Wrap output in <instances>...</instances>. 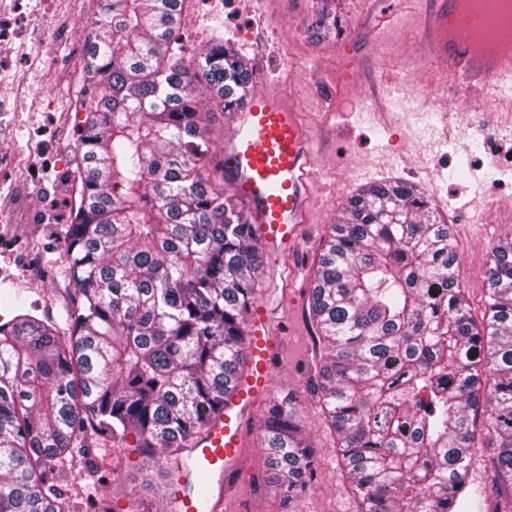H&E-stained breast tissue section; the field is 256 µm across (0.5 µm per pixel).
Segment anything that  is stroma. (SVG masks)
Returning <instances> with one entry per match:
<instances>
[{
	"instance_id": "1",
	"label": "stroma",
	"mask_w": 512,
	"mask_h": 512,
	"mask_svg": "<svg viewBox=\"0 0 512 512\" xmlns=\"http://www.w3.org/2000/svg\"><path fill=\"white\" fill-rule=\"evenodd\" d=\"M433 8V0H185L180 36L187 54L221 42L245 59L253 84L290 94L310 131L316 154L311 233L306 262L315 265L330 224L336 223L348 198L382 181H407L427 196L452 226L458 254L457 277L474 318H481L485 272L493 247L512 240V171L500 170L496 155L479 152L467 127L476 123L488 134L512 125V102L486 90L471 98L449 88L434 102L416 107L386 97L375 108L352 110L365 93L403 83L413 76L418 86L437 75L420 60L413 35ZM65 193L54 174H46L33 198L42 255L55 274L37 281L21 256L0 253V296H19L26 311L65 324L74 285L61 260L64 222L52 204ZM476 221L461 223L462 213ZM285 320L293 327L292 347L273 378L274 393L299 396L298 410L308 441L319 461L310 486L294 504V512H357L352 478L336 454V437L309 384V371L319 353L307 293L291 290ZM267 402L256 405L244 433L245 448L234 465L232 512H278L280 490L272 479L262 420ZM494 449L477 432L467 483L458 512H505L507 503L493 487ZM86 462L104 463L110 475L94 499L79 496L83 476L69 479L77 512H163L157 486L177 481L168 454L142 453L134 441L106 452L90 449ZM149 463L153 482L132 484L127 471Z\"/></svg>"
}]
</instances>
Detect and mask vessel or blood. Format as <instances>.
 Returning a JSON list of instances; mask_svg holds the SVG:
<instances>
[{"label":"vessel or blood","mask_w":512,"mask_h":512,"mask_svg":"<svg viewBox=\"0 0 512 512\" xmlns=\"http://www.w3.org/2000/svg\"><path fill=\"white\" fill-rule=\"evenodd\" d=\"M461 0H436L428 20L435 69L473 90L496 86L512 97V45L490 48L449 26ZM219 171L243 206L253 235L273 262L288 265L287 286L300 270L296 262L312 206L314 158L311 138L295 102L280 91L259 88L235 112L219 152ZM281 304H261L249 321L248 362L238 373L224 406L189 449L179 467L188 475L176 512H222L226 488H213L238 459L243 426L254 405L270 391L273 371L287 354L291 334L282 327Z\"/></svg>","instance_id":"vessel-or-blood-1"}]
</instances>
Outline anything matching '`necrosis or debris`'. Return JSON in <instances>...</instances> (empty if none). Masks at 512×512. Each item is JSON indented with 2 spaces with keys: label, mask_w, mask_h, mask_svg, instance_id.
<instances>
[{
  "label": "necrosis or debris",
  "mask_w": 512,
  "mask_h": 512,
  "mask_svg": "<svg viewBox=\"0 0 512 512\" xmlns=\"http://www.w3.org/2000/svg\"><path fill=\"white\" fill-rule=\"evenodd\" d=\"M84 0H0V184H37L46 162L39 139L21 143L12 129L22 113L44 112L57 129L62 147L73 148L72 131L82 110L80 101L58 107L54 98L35 92L30 74H43L61 60L62 49L49 35L53 26L73 23ZM29 209L23 200L0 194V250L22 251L30 266L38 248L26 233Z\"/></svg>",
  "instance_id": "obj_1"
}]
</instances>
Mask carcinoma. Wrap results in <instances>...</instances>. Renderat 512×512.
Returning a JSON list of instances; mask_svg holds the SVG:
<instances>
[{"mask_svg": "<svg viewBox=\"0 0 512 512\" xmlns=\"http://www.w3.org/2000/svg\"><path fill=\"white\" fill-rule=\"evenodd\" d=\"M100 2L64 245L68 319L0 324V512H75L45 475L70 474L86 448L132 435L189 447L224 407L257 298L259 248L206 173L198 111L204 93L241 107L249 68L222 43L184 55V0ZM456 266L450 224L408 182L353 194L329 226L311 388L359 512H456L482 414L493 481L512 487V241L492 250L480 326ZM264 435L286 492L302 489L317 460L295 393L268 408Z\"/></svg>", "mask_w": 512, "mask_h": 512, "instance_id": "1", "label": "carcinoma"}]
</instances>
